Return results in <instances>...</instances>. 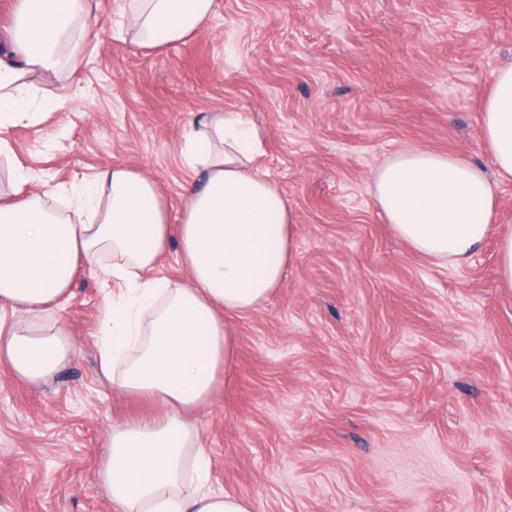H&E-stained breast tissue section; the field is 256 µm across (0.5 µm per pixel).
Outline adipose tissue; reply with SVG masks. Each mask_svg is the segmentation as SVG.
<instances>
[{
	"mask_svg": "<svg viewBox=\"0 0 512 512\" xmlns=\"http://www.w3.org/2000/svg\"><path fill=\"white\" fill-rule=\"evenodd\" d=\"M216 0H122V30L138 45L186 42ZM89 0H18L10 38L21 60L0 54V149L10 127L37 120L40 81L85 62ZM481 133L501 178L512 179V64L497 69ZM182 162L184 209L172 219L157 181L109 166L73 187V215L55 191L15 162L0 194V364L18 380L48 382L74 341L59 313L79 271L114 284L99 322V367L114 392L150 400L155 412L113 424L99 480L113 512H253L250 500L210 485L209 454L194 411L228 379L235 317L268 301L295 256L297 216L257 160L258 130L236 115L192 116ZM377 205L395 234L442 265L458 266L498 237V280L512 290V229L500 232L497 187L476 163L422 148L393 154L374 173ZM176 250L188 276L158 269Z\"/></svg>",
	"mask_w": 512,
	"mask_h": 512,
	"instance_id": "1",
	"label": "adipose tissue"
}]
</instances>
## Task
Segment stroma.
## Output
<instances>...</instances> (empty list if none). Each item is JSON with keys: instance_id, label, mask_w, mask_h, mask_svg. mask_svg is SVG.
Wrapping results in <instances>:
<instances>
[{"instance_id": "1", "label": "stroma", "mask_w": 512, "mask_h": 512, "mask_svg": "<svg viewBox=\"0 0 512 512\" xmlns=\"http://www.w3.org/2000/svg\"><path fill=\"white\" fill-rule=\"evenodd\" d=\"M87 58L43 80L7 152L53 187L122 164L172 208L184 126L237 112L297 214L296 259L237 318L233 373L198 415L214 489L255 512H512V292L497 241L437 264L398 238L373 174L418 147L496 169L480 136L512 63V0H216L183 44L142 48L95 0ZM102 280L73 281L72 360L33 388L0 364V512H111L112 425L148 413L97 372Z\"/></svg>"}]
</instances>
